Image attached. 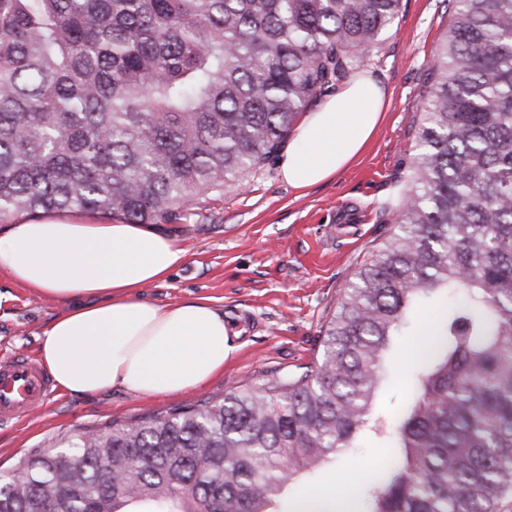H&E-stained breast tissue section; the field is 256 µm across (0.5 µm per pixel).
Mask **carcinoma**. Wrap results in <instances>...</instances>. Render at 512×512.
I'll return each instance as SVG.
<instances>
[{
  "instance_id": "obj_1",
  "label": "carcinoma",
  "mask_w": 512,
  "mask_h": 512,
  "mask_svg": "<svg viewBox=\"0 0 512 512\" xmlns=\"http://www.w3.org/2000/svg\"><path fill=\"white\" fill-rule=\"evenodd\" d=\"M396 232L287 382L84 428L0 479V512H271L371 432L361 512L512 500V0H446ZM401 0H0V222L177 223L239 187L299 113L364 66ZM446 304L393 422L386 352Z\"/></svg>"
}]
</instances>
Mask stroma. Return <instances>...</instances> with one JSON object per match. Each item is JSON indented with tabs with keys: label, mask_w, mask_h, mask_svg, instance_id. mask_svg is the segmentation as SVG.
Instances as JSON below:
<instances>
[{
	"label": "stroma",
	"mask_w": 512,
	"mask_h": 512,
	"mask_svg": "<svg viewBox=\"0 0 512 512\" xmlns=\"http://www.w3.org/2000/svg\"><path fill=\"white\" fill-rule=\"evenodd\" d=\"M448 23L444 0H401L398 18L366 63L390 91V103L370 144L349 168L302 193L281 181L273 159L248 173L241 187L186 204L178 235L186 261L164 283L142 288L141 295L159 305L211 299L239 333L223 375L169 398H134L114 389L89 397L53 392L28 418L0 425V474L79 429L220 399L288 380L314 365L322 329L347 285L395 230L388 211L412 163L425 74ZM63 309L0 274V361L37 355L44 330ZM432 321L428 310H420L413 334L395 337L374 400L376 412L388 415L406 402L415 336ZM385 456L371 437L359 439L308 481L290 484L280 512H294L303 500L329 496L343 484L362 485Z\"/></svg>",
	"instance_id": "stroma-1"
}]
</instances>
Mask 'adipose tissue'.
I'll use <instances>...</instances> for the list:
<instances>
[{
    "instance_id": "obj_1",
    "label": "adipose tissue",
    "mask_w": 512,
    "mask_h": 512,
    "mask_svg": "<svg viewBox=\"0 0 512 512\" xmlns=\"http://www.w3.org/2000/svg\"><path fill=\"white\" fill-rule=\"evenodd\" d=\"M388 103L371 72L352 75L289 136L281 180L305 190L331 179L359 157ZM185 259L166 224L50 216L0 235V273L65 305L43 333L39 360L71 396L172 397L223 374L231 350L223 311L203 297L159 305L138 294Z\"/></svg>"
}]
</instances>
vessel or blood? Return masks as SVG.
<instances>
[{"instance_id": "1", "label": "vessel or blood", "mask_w": 512, "mask_h": 512, "mask_svg": "<svg viewBox=\"0 0 512 512\" xmlns=\"http://www.w3.org/2000/svg\"><path fill=\"white\" fill-rule=\"evenodd\" d=\"M51 393L50 377L28 356L0 363V424L27 416Z\"/></svg>"}]
</instances>
